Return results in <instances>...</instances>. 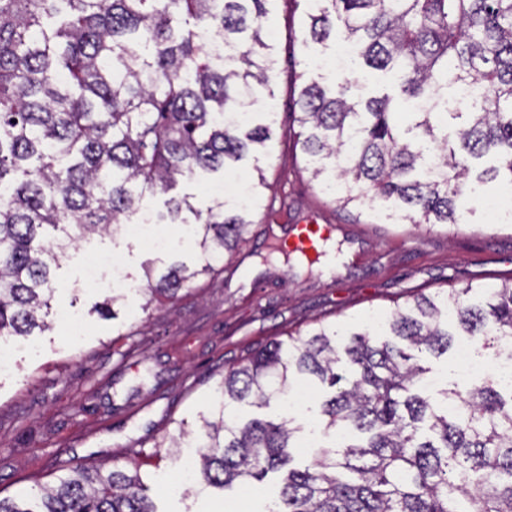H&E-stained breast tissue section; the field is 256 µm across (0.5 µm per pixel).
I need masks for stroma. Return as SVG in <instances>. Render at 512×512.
I'll return each mask as SVG.
<instances>
[{
    "label": "stroma",
    "instance_id": "1",
    "mask_svg": "<svg viewBox=\"0 0 512 512\" xmlns=\"http://www.w3.org/2000/svg\"><path fill=\"white\" fill-rule=\"evenodd\" d=\"M302 0H270L265 26L275 61L270 82L272 140L257 165L234 174L199 172L178 183L196 207L211 203L210 186L263 175L261 206L231 259L198 277L174 305H146L144 272L161 274L177 261L201 265L191 224H156L152 235L172 240L165 251L123 236L75 240L54 270L53 308L67 307L72 325L16 339L14 363L0 372V497L23 498L38 484L62 476V463L93 465L118 456L133 459L150 488L157 512H264L276 497L279 474L252 485L221 491L185 478L181 455L155 451L160 423L195 422L206 411L225 368L289 333L330 324L347 331L404 305L419 293L451 288H498L512 280V224L480 204L495 194L461 204L459 224L427 228L376 207L344 206L321 190L306 168L294 114L301 88L311 81L331 86L336 73L324 67L334 43L306 41ZM331 226L328 258L307 268L268 256L286 224L309 219ZM112 253L123 263L131 288L112 291L88 282L89 254ZM114 298V316L95 312ZM328 388L310 389L298 403L238 408L240 418L291 419L302 433L319 427Z\"/></svg>",
    "mask_w": 512,
    "mask_h": 512
}]
</instances>
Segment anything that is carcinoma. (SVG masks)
Instances as JSON below:
<instances>
[{
  "label": "carcinoma",
  "mask_w": 512,
  "mask_h": 512,
  "mask_svg": "<svg viewBox=\"0 0 512 512\" xmlns=\"http://www.w3.org/2000/svg\"><path fill=\"white\" fill-rule=\"evenodd\" d=\"M269 0H0V338L49 328L52 268L70 241L111 234L199 170L240 167L270 127L254 110L274 60L263 36ZM316 43L347 45L420 102L402 127L388 94L364 99L349 70L298 100V141L312 178L343 205L390 204L414 224H454L465 190L512 185V0H305ZM241 204L165 200L159 224L202 230L205 264L173 265L147 303H175L243 239L262 188ZM274 251L312 267L280 242ZM473 287L422 295L351 333L320 325L228 368L196 429L169 421L154 447L199 448L196 469L222 489L284 472L265 512H512V392L487 377L427 394L430 368L455 336L500 356L512 342V285L471 304ZM388 330L393 339L372 336ZM305 376L334 389L323 430L357 436L292 466L289 421L236 422ZM458 411H448V404ZM55 485L0 512H157L136 471L65 466Z\"/></svg>",
  "instance_id": "1"
}]
</instances>
